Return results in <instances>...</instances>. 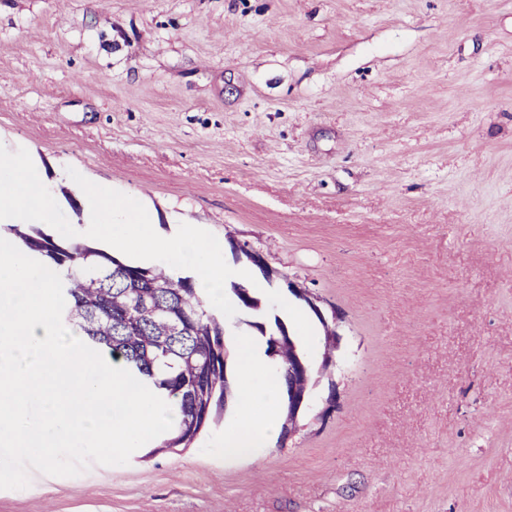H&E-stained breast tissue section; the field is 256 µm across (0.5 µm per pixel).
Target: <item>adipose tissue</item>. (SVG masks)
<instances>
[{"mask_svg":"<svg viewBox=\"0 0 512 512\" xmlns=\"http://www.w3.org/2000/svg\"><path fill=\"white\" fill-rule=\"evenodd\" d=\"M241 415L236 426L225 433L223 453L240 457L267 443L276 433L274 415H257L258 407H274L279 393L276 373L266 370L249 340H242Z\"/></svg>","mask_w":512,"mask_h":512,"instance_id":"1","label":"adipose tissue"}]
</instances>
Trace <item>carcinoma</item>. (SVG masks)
<instances>
[{
	"instance_id": "cac0c4a2",
	"label": "carcinoma",
	"mask_w": 512,
	"mask_h": 512,
	"mask_svg": "<svg viewBox=\"0 0 512 512\" xmlns=\"http://www.w3.org/2000/svg\"><path fill=\"white\" fill-rule=\"evenodd\" d=\"M25 255L58 272L63 322L179 414L155 451L187 448L224 415V315L188 276L127 262L40 224H0Z\"/></svg>"
}]
</instances>
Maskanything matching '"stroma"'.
Instances as JSON below:
<instances>
[{"mask_svg": "<svg viewBox=\"0 0 512 512\" xmlns=\"http://www.w3.org/2000/svg\"><path fill=\"white\" fill-rule=\"evenodd\" d=\"M0 144L76 230L71 168L251 272L232 384L265 292L326 317L293 437L224 458L234 397L188 448L0 512H512V0H0Z\"/></svg>", "mask_w": 512, "mask_h": 512, "instance_id": "1", "label": "stroma"}]
</instances>
